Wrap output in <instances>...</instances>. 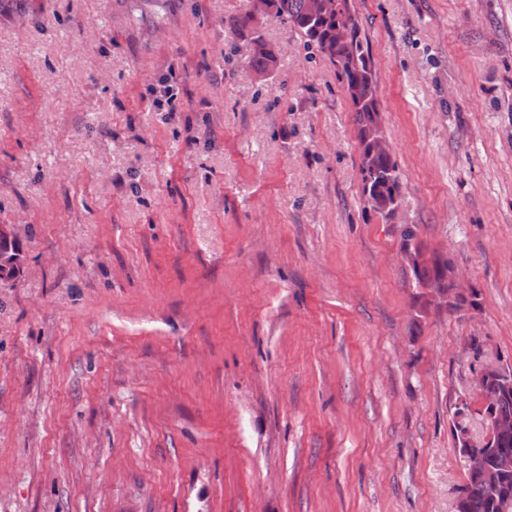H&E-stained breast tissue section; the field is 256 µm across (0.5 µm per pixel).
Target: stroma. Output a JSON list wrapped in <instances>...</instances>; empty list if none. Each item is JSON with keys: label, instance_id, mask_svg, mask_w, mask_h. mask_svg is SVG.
Returning <instances> with one entry per match:
<instances>
[{"label": "stroma", "instance_id": "obj_1", "mask_svg": "<svg viewBox=\"0 0 512 512\" xmlns=\"http://www.w3.org/2000/svg\"><path fill=\"white\" fill-rule=\"evenodd\" d=\"M248 6L0 0V512H454L512 366V0H350L388 219L334 67L268 13L256 73ZM415 232L412 229H406L404 233L405 250L413 257V263L410 266L414 278L423 288H448L443 281L448 270L453 269L448 261L437 257H427L421 247L410 246L414 239ZM454 288H452L449 299L453 301H459L456 309L457 313L474 310L475 306L469 304V302L462 303V298H468L471 294L472 303L477 305L478 293L457 273L453 280ZM472 291V293H471ZM499 367L492 366L483 370L477 377L476 389L481 398L482 415L486 426L487 434L484 441L478 445L475 443L468 430L462 434L463 440L468 448H463L462 456L467 466L479 465L483 459V453L480 449L486 448L490 441L497 435L510 432L512 430V378L510 380H501L492 376ZM506 398L505 400H503ZM499 411L506 416L503 417L497 413L499 402Z\"/></svg>", "mask_w": 512, "mask_h": 512}]
</instances>
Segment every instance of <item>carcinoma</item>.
Wrapping results in <instances>:
<instances>
[{
  "label": "carcinoma",
  "instance_id": "carcinoma-1",
  "mask_svg": "<svg viewBox=\"0 0 512 512\" xmlns=\"http://www.w3.org/2000/svg\"><path fill=\"white\" fill-rule=\"evenodd\" d=\"M260 2L261 9L253 7L226 20L230 29L250 38L254 44L252 66L259 73L266 74L276 65L275 51L257 29L258 15L272 11L298 32L307 48L336 68L355 112L366 203L382 216L394 213L401 204L400 174L392 155L375 149L376 143L384 138L379 121V84L358 21L347 10V0H326V5L317 10L314 9L317 0ZM339 27L353 32L356 41H336V29ZM414 237L412 229L405 230V250L413 257L411 271L414 278L424 288L444 287L445 275L452 266L443 259L426 256L421 247L410 245ZM461 491L464 493L462 512H512V476L492 489L484 468H469Z\"/></svg>",
  "mask_w": 512,
  "mask_h": 512
}]
</instances>
